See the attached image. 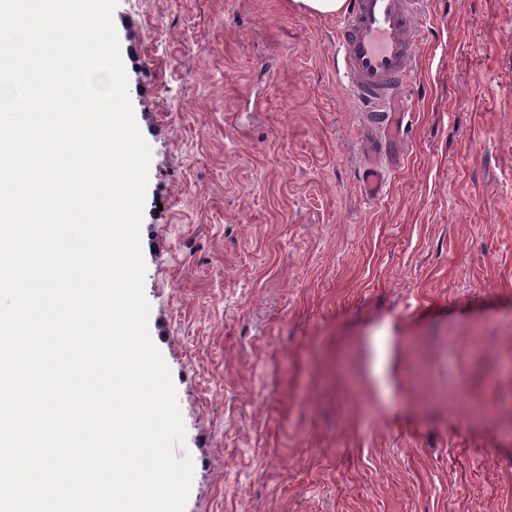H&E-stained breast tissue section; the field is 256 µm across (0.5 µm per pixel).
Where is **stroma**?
Masks as SVG:
<instances>
[{
    "mask_svg": "<svg viewBox=\"0 0 512 512\" xmlns=\"http://www.w3.org/2000/svg\"><path fill=\"white\" fill-rule=\"evenodd\" d=\"M426 12L393 138L335 16L118 0L185 512H512V0Z\"/></svg>",
    "mask_w": 512,
    "mask_h": 512,
    "instance_id": "stroma-1",
    "label": "stroma"
}]
</instances>
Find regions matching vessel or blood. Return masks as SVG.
<instances>
[{
    "mask_svg": "<svg viewBox=\"0 0 512 512\" xmlns=\"http://www.w3.org/2000/svg\"><path fill=\"white\" fill-rule=\"evenodd\" d=\"M425 0H350L336 23V50L353 99L371 125L396 133L417 61Z\"/></svg>",
    "mask_w": 512,
    "mask_h": 512,
    "instance_id": "obj_1",
    "label": "vessel or blood"
}]
</instances>
